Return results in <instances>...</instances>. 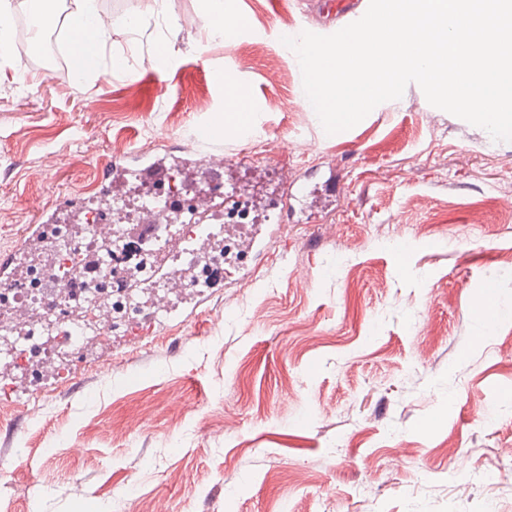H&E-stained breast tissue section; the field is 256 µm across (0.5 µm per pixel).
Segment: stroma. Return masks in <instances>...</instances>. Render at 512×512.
<instances>
[{
    "instance_id": "1",
    "label": "stroma",
    "mask_w": 512,
    "mask_h": 512,
    "mask_svg": "<svg viewBox=\"0 0 512 512\" xmlns=\"http://www.w3.org/2000/svg\"><path fill=\"white\" fill-rule=\"evenodd\" d=\"M98 3L116 22L106 55L131 58L124 76L35 74L23 93L0 65V260L39 221L30 198L101 204L117 145L130 165L223 153L260 244L244 258L229 245L223 287L172 296L164 334L139 326L63 369L15 372L0 390V512L512 502V372L497 351L512 336V142L433 107L414 83L326 134L299 106L300 65L281 36L335 33L334 5L233 0L243 33L205 47L203 0ZM233 88L254 111L225 139ZM284 169L306 191L335 172V202L314 198L282 226L271 204Z\"/></svg>"
}]
</instances>
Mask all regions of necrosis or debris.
<instances>
[{
	"label": "necrosis or debris",
	"mask_w": 512,
	"mask_h": 512,
	"mask_svg": "<svg viewBox=\"0 0 512 512\" xmlns=\"http://www.w3.org/2000/svg\"><path fill=\"white\" fill-rule=\"evenodd\" d=\"M134 210L114 219L110 241L99 238L96 227L101 213L84 211L83 236H74L67 223L53 225L48 246L55 255L53 266H33L23 282L0 284V373L27 367L31 358L46 352L69 358L89 337L98 335L97 310L109 307L112 327L119 330L138 322L144 310L139 292L161 284V258L173 241L186 242L184 259L196 258L190 242L200 240L205 227L181 221L151 239L133 242L123 233L134 220ZM25 304L38 310V318L26 332L12 328L11 310Z\"/></svg>",
	"instance_id": "obj_1"
}]
</instances>
